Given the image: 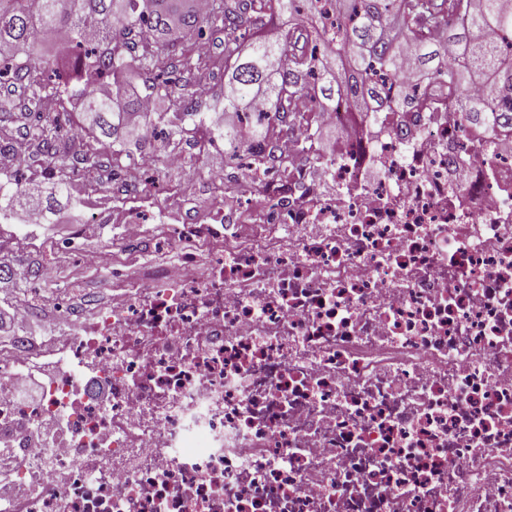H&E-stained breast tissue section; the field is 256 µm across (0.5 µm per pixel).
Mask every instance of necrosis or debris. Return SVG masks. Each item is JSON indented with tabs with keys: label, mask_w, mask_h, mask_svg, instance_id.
Listing matches in <instances>:
<instances>
[{
	"label": "necrosis or debris",
	"mask_w": 512,
	"mask_h": 512,
	"mask_svg": "<svg viewBox=\"0 0 512 512\" xmlns=\"http://www.w3.org/2000/svg\"><path fill=\"white\" fill-rule=\"evenodd\" d=\"M402 69L427 111L318 161L294 124L287 176L176 183L184 223L84 198L58 248L112 286L24 298L46 338L0 343V512H512V135L461 131L460 93ZM54 364L50 359L44 360L27 375L24 386V395L35 398L40 395L43 380L54 373Z\"/></svg>",
	"instance_id": "4bbe7bcc"
}]
</instances>
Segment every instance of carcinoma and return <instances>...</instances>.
<instances>
[{"instance_id": "obj_1", "label": "carcinoma", "mask_w": 512, "mask_h": 512, "mask_svg": "<svg viewBox=\"0 0 512 512\" xmlns=\"http://www.w3.org/2000/svg\"><path fill=\"white\" fill-rule=\"evenodd\" d=\"M189 0H0V86L23 84L30 92L33 120L28 132L50 162L62 168L79 160L91 170L95 150H76L57 126L42 119L44 102L66 112L74 94L84 98L79 123L91 138L137 142L152 125L157 139L184 140L194 133L206 143L221 140L239 160H274L267 148L274 131L340 102L356 116L354 125L379 124L384 112L421 111L428 103L403 83L393 96L376 72L395 74L409 58L429 79L477 93L461 103L462 130L491 140L512 132V0H211L206 14ZM342 21L336 40L316 26L324 4ZM97 44L83 42L87 20ZM147 28L171 36L168 47L153 41L131 54ZM505 35L494 42L482 30ZM224 33V114L215 123L199 109L192 76L208 65L179 46L190 33ZM327 41L320 57L310 42ZM59 43L44 55L40 45ZM146 74L145 92L174 97L173 107L147 114L142 95L117 100L126 71ZM69 198L59 180L46 196L19 178L0 181V212L38 206L54 213Z\"/></svg>"}]
</instances>
